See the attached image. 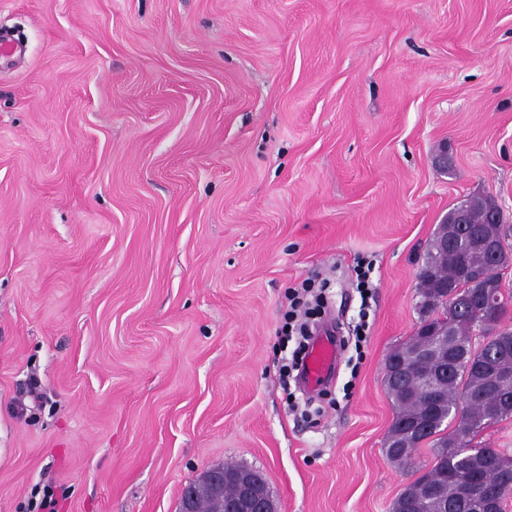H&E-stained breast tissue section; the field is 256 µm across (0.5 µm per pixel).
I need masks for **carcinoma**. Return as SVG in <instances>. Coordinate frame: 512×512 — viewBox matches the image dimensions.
I'll list each match as a JSON object with an SVG mask.
<instances>
[{"mask_svg": "<svg viewBox=\"0 0 512 512\" xmlns=\"http://www.w3.org/2000/svg\"><path fill=\"white\" fill-rule=\"evenodd\" d=\"M467 202L470 223L455 224L453 212H448L429 243L419 276L420 319H425L431 312L437 322L453 321L452 336L442 345L434 336H412L392 350L384 362L387 366L399 359L415 377L423 370L433 371L435 381L445 395L434 424L429 426V431L418 435L413 432V425L425 412L424 398L403 388L388 390L394 405L388 438L406 442L414 449L431 448V468L427 477L435 489L432 497L420 498L416 493H410L413 499L411 511L405 508L404 496H398L392 512H476L475 502L461 501L456 496L462 478L480 465L473 452L487 448L476 438L492 425L512 418V379L496 382L493 374L495 368L512 364V330L504 328L491 338L483 336L481 316L472 304L475 293L484 289L487 282L472 286L464 282L456 300L427 308V300L435 288L459 278L460 271L469 265H485L484 254L474 248L475 236L492 239L498 246L503 268L512 266V245L508 243L512 235L502 225L489 221L490 213L499 209L495 199L488 195H472ZM435 346L445 359L441 369L422 365L410 357L417 350ZM460 405L469 422V432L462 438L451 426L444 425Z\"/></svg>", "mask_w": 512, "mask_h": 512, "instance_id": "cac0c4a2", "label": "carcinoma"}]
</instances>
